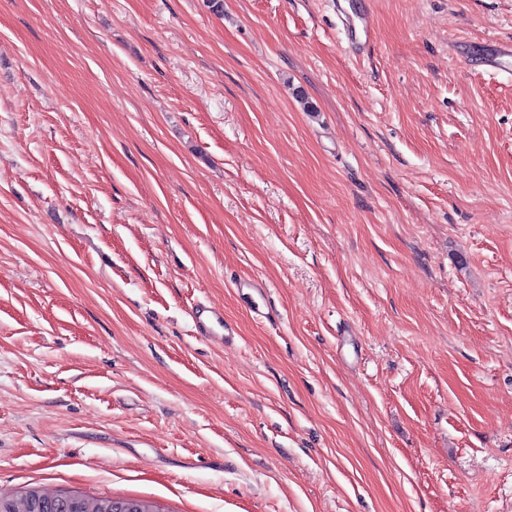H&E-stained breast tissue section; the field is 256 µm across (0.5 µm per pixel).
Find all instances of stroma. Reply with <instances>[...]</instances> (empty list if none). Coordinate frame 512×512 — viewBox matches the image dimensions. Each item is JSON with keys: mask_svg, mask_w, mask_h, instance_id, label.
Returning <instances> with one entry per match:
<instances>
[{"mask_svg": "<svg viewBox=\"0 0 512 512\" xmlns=\"http://www.w3.org/2000/svg\"><path fill=\"white\" fill-rule=\"evenodd\" d=\"M352 2L0 0L1 493L512 512V0ZM475 67L494 72H504L511 75L512 71V42L500 44L497 52L491 56H480L473 59ZM198 333L207 338H219L224 342L233 340L230 328L224 323V314L213 306H197L193 316Z\"/></svg>", "mask_w": 512, "mask_h": 512, "instance_id": "obj_1", "label": "stroma"}]
</instances>
